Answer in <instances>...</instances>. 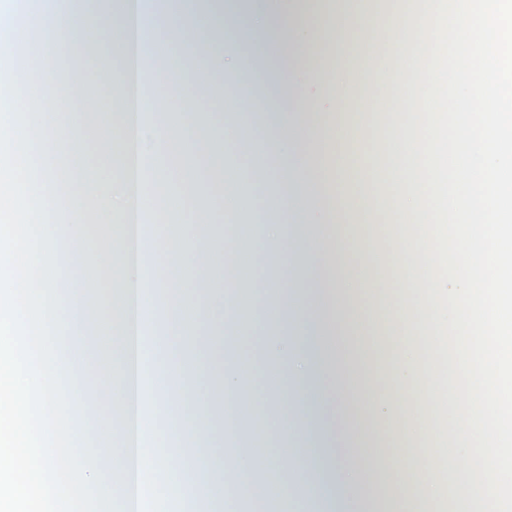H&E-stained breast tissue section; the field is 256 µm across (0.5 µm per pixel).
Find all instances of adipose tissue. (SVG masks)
<instances>
[{"label":"adipose tissue","instance_id":"ef3b65f1","mask_svg":"<svg viewBox=\"0 0 512 512\" xmlns=\"http://www.w3.org/2000/svg\"><path fill=\"white\" fill-rule=\"evenodd\" d=\"M198 3L189 28L146 22L148 0H112L92 21L86 0H15L0 13L7 70L41 82L60 191L102 232L129 281L134 446L153 455L161 512H189L200 493L207 512L236 501L247 512H288L289 501L327 498L333 512H393L371 488L384 468L409 474L402 499L444 512L442 475L467 456L451 367L423 359L443 340L435 298L402 294L431 261L416 209L415 95L390 93L417 72L420 32L396 10L367 27L360 0L328 18L319 0H247L221 16L217 0ZM67 51L117 61L101 69L113 95L70 108V76L59 70ZM338 51L368 56L380 82L360 88L340 67L320 84V60ZM267 55L288 73L264 75L279 98L263 112L251 78ZM182 67L195 76L193 92L182 90ZM201 104L226 108L223 134L198 119ZM346 107L353 120H325ZM380 112L399 119L377 129ZM92 130L88 160L79 146ZM373 144L380 160L361 173L350 148ZM335 177L349 193H336ZM201 190L206 223H172L178 194ZM383 190L394 207L377 205ZM284 200L306 208V223L286 225ZM346 225L374 233L350 236ZM244 253L282 265L245 278ZM156 309L168 324L162 336L147 330ZM420 325L424 347L414 340ZM187 335L190 355L179 346ZM255 338L258 353H243ZM383 432L398 445L376 447ZM284 440L294 452L282 451Z\"/></svg>","mask_w":512,"mask_h":512}]
</instances>
